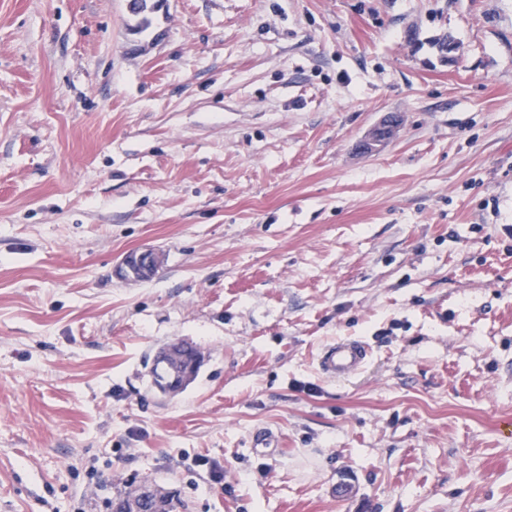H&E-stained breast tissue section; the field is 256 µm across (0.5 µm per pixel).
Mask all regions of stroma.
<instances>
[{
	"label": "stroma",
	"instance_id": "35a3bbf8",
	"mask_svg": "<svg viewBox=\"0 0 512 512\" xmlns=\"http://www.w3.org/2000/svg\"><path fill=\"white\" fill-rule=\"evenodd\" d=\"M507 420L512 0H0V512H512ZM159 262V253L151 249L138 254H130L121 263L120 275L129 282L144 281L153 271L157 270ZM367 350L359 341L345 339L325 348L319 357L321 371L329 378L349 377L367 362Z\"/></svg>",
	"mask_w": 512,
	"mask_h": 512
}]
</instances>
